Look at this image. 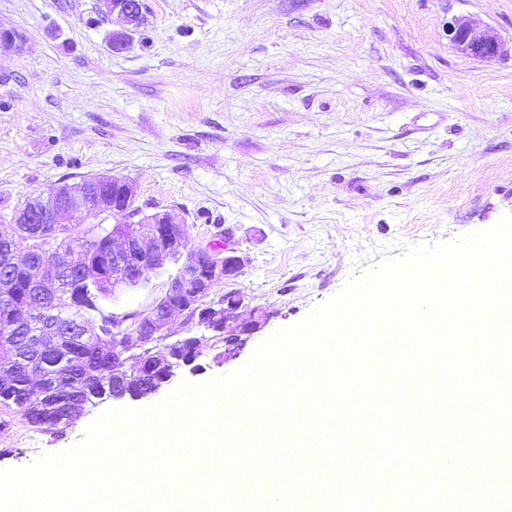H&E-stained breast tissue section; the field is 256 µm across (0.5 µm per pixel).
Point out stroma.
Masks as SVG:
<instances>
[{
    "mask_svg": "<svg viewBox=\"0 0 512 512\" xmlns=\"http://www.w3.org/2000/svg\"><path fill=\"white\" fill-rule=\"evenodd\" d=\"M123 50L97 0H0V208L62 181H133L145 212L194 238L233 233L231 288L271 317L238 354L203 346L181 383L227 376L274 333L410 247L512 214V0H144ZM471 15L507 50L460 54ZM104 403L64 434L0 429V471L72 450Z\"/></svg>",
    "mask_w": 512,
    "mask_h": 512,
    "instance_id": "35a3bbf8",
    "label": "stroma"
}]
</instances>
